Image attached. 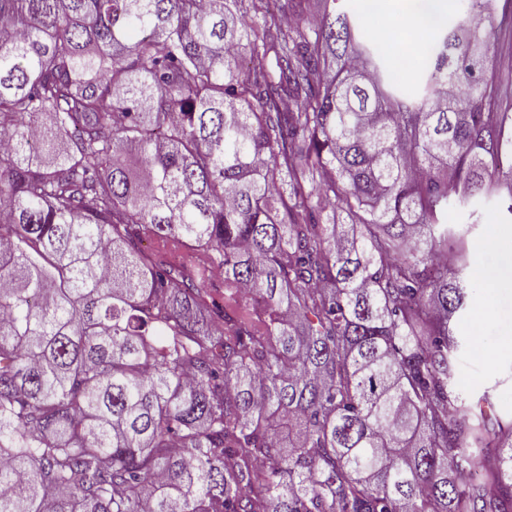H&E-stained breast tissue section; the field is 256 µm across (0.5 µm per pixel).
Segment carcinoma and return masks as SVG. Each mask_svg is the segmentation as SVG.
Here are the masks:
<instances>
[{
  "instance_id": "cac0c4a2",
  "label": "carcinoma",
  "mask_w": 512,
  "mask_h": 512,
  "mask_svg": "<svg viewBox=\"0 0 512 512\" xmlns=\"http://www.w3.org/2000/svg\"><path fill=\"white\" fill-rule=\"evenodd\" d=\"M336 2L0 0V512H512L453 384L494 15L407 84Z\"/></svg>"
}]
</instances>
